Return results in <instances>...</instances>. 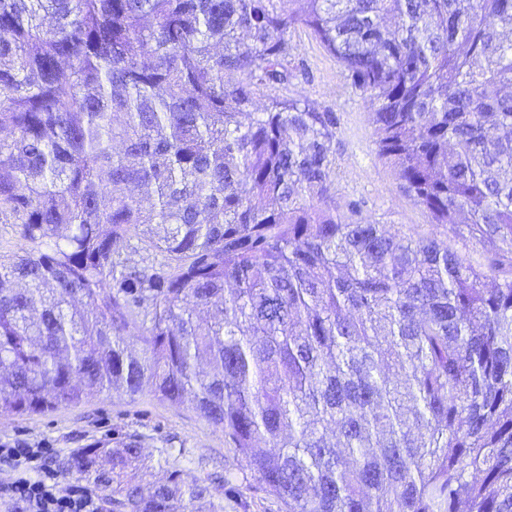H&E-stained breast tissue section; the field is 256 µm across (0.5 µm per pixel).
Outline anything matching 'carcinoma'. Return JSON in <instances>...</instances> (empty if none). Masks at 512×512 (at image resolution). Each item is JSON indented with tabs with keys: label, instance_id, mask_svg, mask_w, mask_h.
I'll list each match as a JSON object with an SVG mask.
<instances>
[{
	"label": "carcinoma",
	"instance_id": "carcinoma-1",
	"mask_svg": "<svg viewBox=\"0 0 512 512\" xmlns=\"http://www.w3.org/2000/svg\"><path fill=\"white\" fill-rule=\"evenodd\" d=\"M298 27L427 227L339 212V115L258 101ZM511 30L512 0H0L25 242L0 251V416L192 393L243 471L159 448L146 483L119 434L69 465L112 512H224L242 480L280 512H512Z\"/></svg>",
	"mask_w": 512,
	"mask_h": 512
}]
</instances>
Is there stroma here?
<instances>
[{"label":"stroma","instance_id":"1","mask_svg":"<svg viewBox=\"0 0 512 512\" xmlns=\"http://www.w3.org/2000/svg\"><path fill=\"white\" fill-rule=\"evenodd\" d=\"M291 43L292 60L303 63L305 72L290 84L275 86L273 92L287 98L303 96L318 109L338 112L333 173L338 206L362 200V219L391 232L403 224L426 223L423 211L403 193L377 155L368 99L347 91L339 63L310 30L297 28ZM116 429L143 436L146 456L156 457L161 448L179 451L181 467L191 472H237L243 467L225 445L223 431L202 420L190 401L161 402L147 392L133 399L95 394L80 406L48 414L0 416V446L54 449L51 469L57 480L67 483L74 479L67 471L73 453L90 443L111 440Z\"/></svg>","mask_w":512,"mask_h":512}]
</instances>
